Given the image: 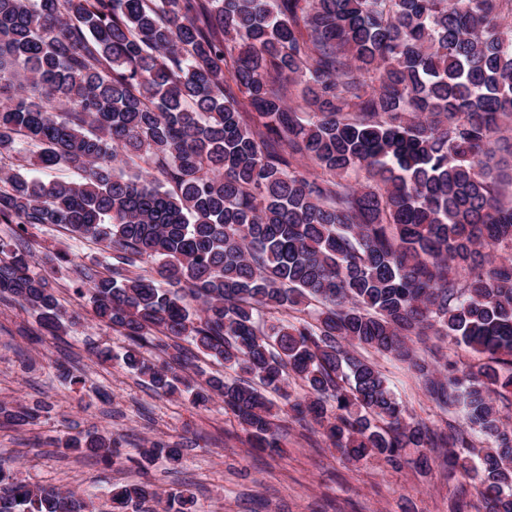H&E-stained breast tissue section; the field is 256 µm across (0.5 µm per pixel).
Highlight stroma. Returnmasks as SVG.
<instances>
[{
  "label": "stroma",
  "mask_w": 512,
  "mask_h": 512,
  "mask_svg": "<svg viewBox=\"0 0 512 512\" xmlns=\"http://www.w3.org/2000/svg\"><path fill=\"white\" fill-rule=\"evenodd\" d=\"M34 261L70 247L75 264L56 267L50 278L60 301L73 317L68 334L39 331L34 316L17 305L0 302V401L45 406L37 426L0 427V460L32 484L95 490L149 480L160 489L193 493L197 512H449L458 477L433 468L421 477L412 465L392 470L344 461L319 429H307L279 414L280 450L251 447L220 399L204 405L189 394L155 393L119 360L100 362L92 347L122 352L126 340L94 319L75 293L77 265L91 263L98 250L90 243H70L55 226L34 229ZM40 333V341L29 333ZM411 415L438 428L456 421L424 392L404 363L374 355ZM82 376L64 381L60 369ZM112 431L124 453L145 441H184L183 461L172 466L157 460L148 471L119 461L105 467L75 454L61 456L51 439L90 428Z\"/></svg>",
  "instance_id": "35a3bbf8"
}]
</instances>
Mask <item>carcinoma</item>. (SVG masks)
Instances as JSON below:
<instances>
[{
    "label": "carcinoma",
    "mask_w": 512,
    "mask_h": 512,
    "mask_svg": "<svg viewBox=\"0 0 512 512\" xmlns=\"http://www.w3.org/2000/svg\"><path fill=\"white\" fill-rule=\"evenodd\" d=\"M512 0H0V300L57 336L67 311L31 270L28 229L96 244L74 292L128 341L119 356L164 394L219 397L259 448H279L281 396L350 463L459 473L450 512H512V205L492 144L512 127ZM303 86V105H288ZM153 165L162 179L127 171ZM80 178L45 181V171ZM364 180H349L352 170ZM506 255L492 257L498 248ZM283 318L260 321L262 310ZM161 334L167 361L139 348ZM433 334L489 355L421 358ZM241 371L193 383L183 342ZM408 364L452 407L448 431L413 419L358 354ZM300 382V391L290 390ZM5 424L39 409L0 403ZM106 463L118 441H56ZM181 448L152 440L146 471ZM193 512L145 483L107 512ZM0 512H102L91 496L0 466Z\"/></svg>",
    "instance_id": "carcinoma-1"
}]
</instances>
